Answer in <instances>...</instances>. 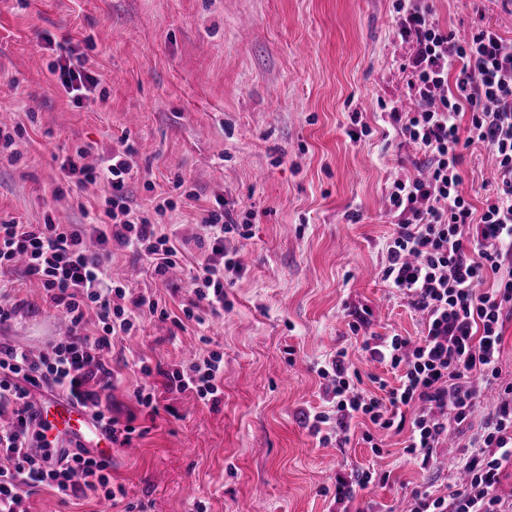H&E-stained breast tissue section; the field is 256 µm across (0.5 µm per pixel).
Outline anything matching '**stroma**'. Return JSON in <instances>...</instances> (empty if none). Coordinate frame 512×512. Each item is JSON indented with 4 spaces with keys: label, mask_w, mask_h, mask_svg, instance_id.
Segmentation results:
<instances>
[{
    "label": "stroma",
    "mask_w": 512,
    "mask_h": 512,
    "mask_svg": "<svg viewBox=\"0 0 512 512\" xmlns=\"http://www.w3.org/2000/svg\"><path fill=\"white\" fill-rule=\"evenodd\" d=\"M440 23L462 33L485 23L512 45V0H425ZM398 0H0V111L14 142L0 151V223L85 224L102 206L99 184L75 186L56 156L134 147L127 181L137 214L200 253L204 211L224 205L250 219L252 236L226 240L244 270L224 289L229 303L209 329L171 321L188 289L163 285L145 260L117 250L109 274L131 297L145 295L168 318L144 319L114 341L130 364L112 393L126 417L140 373L160 412L139 414L140 436L112 449V477L145 512H336V474L388 473L360 491L355 512H407L413 491L454 485L451 467L407 460L408 431L375 432L381 454L353 424L345 447L320 443L306 413L320 406L324 364L348 348L366 390L394 382L363 353L348 323L370 307V330L416 337L420 318L379 276L394 230L387 195L395 177L418 175L420 157L383 112L407 110L412 40L398 37ZM70 41L98 78L89 100L71 102L52 68L54 41ZM371 132L351 141L349 116ZM463 185L483 195L495 160L464 150ZM174 206L156 215L159 197ZM0 292L22 300L0 334L32 349L63 332V318L21 270ZM224 354V395L215 406L169 391L165 374L201 347Z\"/></svg>",
    "instance_id": "obj_1"
}]
</instances>
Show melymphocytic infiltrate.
I'll use <instances>...</instances> for the list:
<instances>
[{
    "mask_svg": "<svg viewBox=\"0 0 512 512\" xmlns=\"http://www.w3.org/2000/svg\"><path fill=\"white\" fill-rule=\"evenodd\" d=\"M395 30L412 37L410 89L417 103L391 111L390 124L416 146L424 176L399 178L388 193L396 228L385 243L384 281L418 312V338L370 336L369 309L354 311L352 332H364L361 348L398 374L397 385L379 381L360 389L361 378L347 350H337L318 369L331 381L326 407L314 412L311 429H330L345 445L354 419L374 430L409 429L405 447L421 468L434 469L452 431H469V451L456 467L465 480L445 495L414 493L409 512H512L500 486L512 465V383L500 381L499 359L506 319L512 317V51L497 29L482 25L464 40L436 21L416 0L397 6ZM487 149L496 161V185L474 206L461 185V153ZM85 150L67 156L61 168L78 183L107 185L105 206L86 224H0V272L24 260V275L37 283L68 318V334L31 351L0 338V512H27L29 491L49 488L62 500L97 497L118 501L111 456L62 440L47 441L33 391H60L87 411L103 438L128 445L136 431L112 413L118 373L112 367L116 337L129 335L138 318L156 314L158 304L127 299L125 286L108 280L113 249L147 259L158 276L183 264L169 235L135 215L126 189L132 154L124 152L85 164ZM200 239L205 251L189 286L192 298L175 325H205L224 312V278L242 266L224 249L228 235L251 236L250 225L226 210L208 211ZM170 390L218 403L224 393V356L209 350L188 367L168 372ZM497 402L475 419L484 389Z\"/></svg>",
    "mask_w": 512,
    "mask_h": 512,
    "instance_id": "1",
    "label": "lymphocytic infiltrate"
}]
</instances>
